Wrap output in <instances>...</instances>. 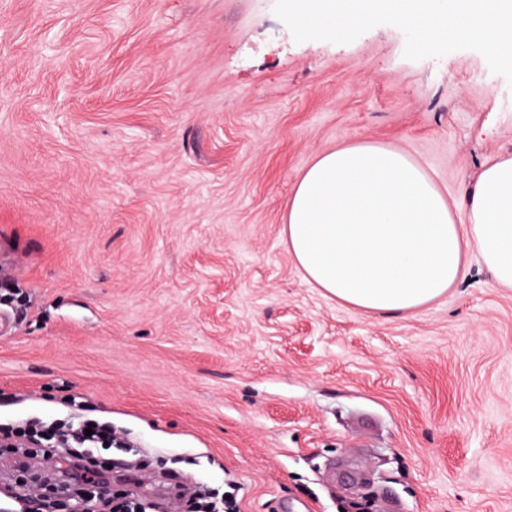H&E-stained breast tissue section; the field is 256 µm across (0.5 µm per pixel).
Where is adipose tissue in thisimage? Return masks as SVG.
Returning a JSON list of instances; mask_svg holds the SVG:
<instances>
[{"label":"adipose tissue","instance_id":"adipose-tissue-1","mask_svg":"<svg viewBox=\"0 0 512 512\" xmlns=\"http://www.w3.org/2000/svg\"><path fill=\"white\" fill-rule=\"evenodd\" d=\"M285 232L307 282L366 312L411 313L438 299L472 252L512 288V156L486 163L458 212L404 152L336 147L298 178Z\"/></svg>","mask_w":512,"mask_h":512}]
</instances>
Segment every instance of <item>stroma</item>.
Here are the masks:
<instances>
[{
  "mask_svg": "<svg viewBox=\"0 0 512 512\" xmlns=\"http://www.w3.org/2000/svg\"><path fill=\"white\" fill-rule=\"evenodd\" d=\"M274 0H0V426L77 394L147 474L239 512H512V288L478 254L440 299L367 313L284 234L321 152L403 150L450 206L512 155V84L382 24L295 41Z\"/></svg>",
  "mask_w": 512,
  "mask_h": 512,
  "instance_id": "stroma-1",
  "label": "stroma"
}]
</instances>
